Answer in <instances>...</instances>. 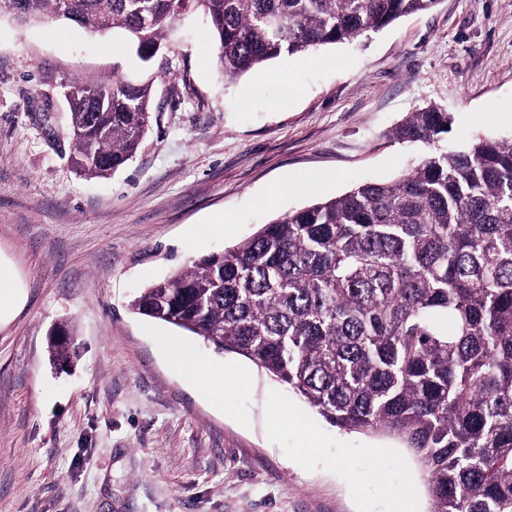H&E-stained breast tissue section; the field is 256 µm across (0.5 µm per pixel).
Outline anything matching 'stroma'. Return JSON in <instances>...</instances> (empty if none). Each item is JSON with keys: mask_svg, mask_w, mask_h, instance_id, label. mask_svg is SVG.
I'll use <instances>...</instances> for the list:
<instances>
[{"mask_svg": "<svg viewBox=\"0 0 512 512\" xmlns=\"http://www.w3.org/2000/svg\"><path fill=\"white\" fill-rule=\"evenodd\" d=\"M190 14L143 72L120 33L0 17V512H431L397 439L348 433L247 359L133 314L134 292L284 213L398 176L431 145L512 137V0H439L356 45L222 77ZM153 80L151 126L110 178L68 158L70 82ZM63 356H54L53 345ZM248 381L215 402L170 356ZM451 125V113L432 105L410 112L392 135L402 142H439L443 134H448Z\"/></svg>", "mask_w": 512, "mask_h": 512, "instance_id": "stroma-1", "label": "stroma"}]
</instances>
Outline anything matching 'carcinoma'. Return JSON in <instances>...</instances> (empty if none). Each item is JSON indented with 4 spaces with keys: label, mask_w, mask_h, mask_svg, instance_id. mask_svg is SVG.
I'll return each mask as SVG.
<instances>
[{
    "label": "carcinoma",
    "mask_w": 512,
    "mask_h": 512,
    "mask_svg": "<svg viewBox=\"0 0 512 512\" xmlns=\"http://www.w3.org/2000/svg\"><path fill=\"white\" fill-rule=\"evenodd\" d=\"M434 0H23L24 22L122 32L145 68L202 11L214 64L237 78L352 43ZM69 102L82 175L106 178L150 126L152 82L81 83ZM452 115L409 113L402 142ZM133 313L250 360L331 425L400 438L432 512H512V139L439 148L385 183L275 218L222 256L141 289Z\"/></svg>",
    "instance_id": "1"
}]
</instances>
